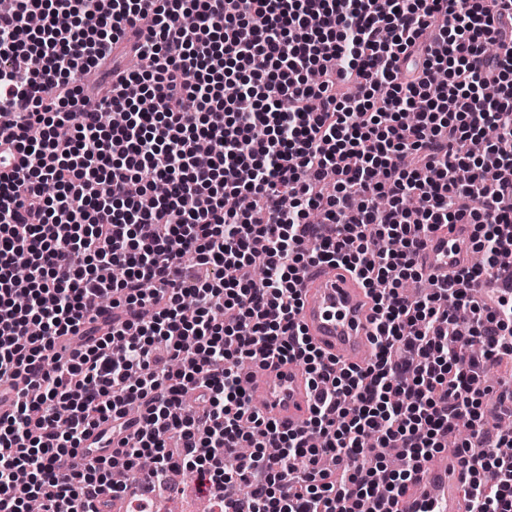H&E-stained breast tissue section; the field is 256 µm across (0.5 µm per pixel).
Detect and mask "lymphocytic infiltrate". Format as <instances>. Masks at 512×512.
Wrapping results in <instances>:
<instances>
[{"label": "lymphocytic infiltrate", "instance_id": "1", "mask_svg": "<svg viewBox=\"0 0 512 512\" xmlns=\"http://www.w3.org/2000/svg\"><path fill=\"white\" fill-rule=\"evenodd\" d=\"M145 16L151 71L80 108ZM2 116L27 156L0 176V512H106L173 471L248 485L226 512H384L462 416L469 512H512V432L473 386L512 357V298L478 299L512 259V0H11ZM144 173L167 194L130 195ZM455 224L484 261L404 299L426 234ZM336 263L374 296L363 368L295 320L304 270ZM258 353L303 365L304 427L253 410ZM106 423L121 458L84 444Z\"/></svg>", "mask_w": 512, "mask_h": 512}]
</instances>
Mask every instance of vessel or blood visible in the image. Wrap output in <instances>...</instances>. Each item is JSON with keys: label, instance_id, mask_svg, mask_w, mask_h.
Returning a JSON list of instances; mask_svg holds the SVG:
<instances>
[{"label": "vessel or blood", "instance_id": "b4317fda", "mask_svg": "<svg viewBox=\"0 0 512 512\" xmlns=\"http://www.w3.org/2000/svg\"><path fill=\"white\" fill-rule=\"evenodd\" d=\"M426 276L447 280L471 266L473 247L466 225L428 233L419 252ZM374 300L342 265L309 268L303 277L297 320L304 333L329 357L365 366L374 353ZM248 383L260 415L288 428L304 426L312 408L307 375L288 362L253 366ZM467 467L460 456L441 452L414 475L400 499L401 512H468L463 493Z\"/></svg>", "mask_w": 512, "mask_h": 512}]
</instances>
